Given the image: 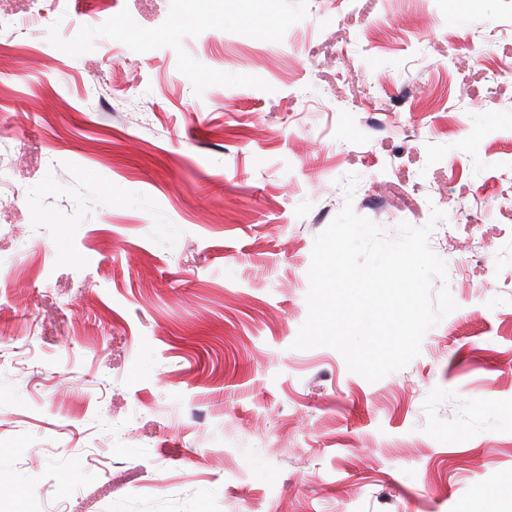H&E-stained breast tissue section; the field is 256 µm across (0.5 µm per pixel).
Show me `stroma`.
<instances>
[{"label":"stroma","instance_id":"1","mask_svg":"<svg viewBox=\"0 0 512 512\" xmlns=\"http://www.w3.org/2000/svg\"><path fill=\"white\" fill-rule=\"evenodd\" d=\"M511 21L0 0V512H512ZM348 202L447 214L457 308L375 382L292 347Z\"/></svg>","mask_w":512,"mask_h":512}]
</instances>
